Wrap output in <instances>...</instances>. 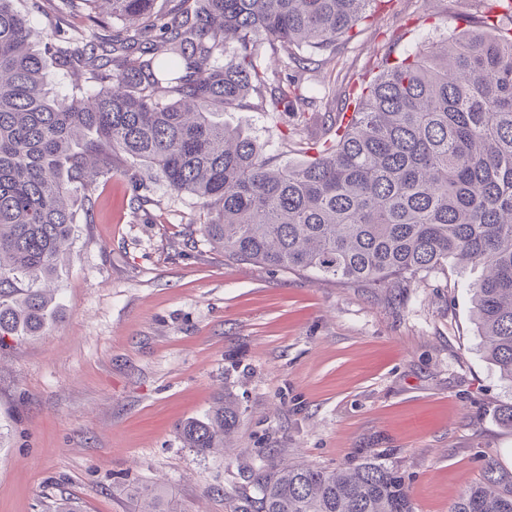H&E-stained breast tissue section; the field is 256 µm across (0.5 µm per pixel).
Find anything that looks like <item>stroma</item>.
I'll return each mask as SVG.
<instances>
[{"label": "stroma", "mask_w": 512, "mask_h": 512, "mask_svg": "<svg viewBox=\"0 0 512 512\" xmlns=\"http://www.w3.org/2000/svg\"><path fill=\"white\" fill-rule=\"evenodd\" d=\"M483 0H386L302 75L303 112L247 100L226 112L273 162L307 160L320 116L399 57L472 31ZM112 162L93 223L80 224L56 286L59 318L0 346V512H131L128 484H161L187 512H226L268 461L317 467L364 450L393 462L415 512H448L483 476L512 473V384L484 354L471 314L474 270L454 265L406 287L339 282L227 260L193 232L209 216L165 184L132 200ZM244 410L227 455L176 433L223 394Z\"/></svg>", "instance_id": "stroma-1"}]
</instances>
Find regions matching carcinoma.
I'll return each instance as SVG.
<instances>
[{"mask_svg":"<svg viewBox=\"0 0 512 512\" xmlns=\"http://www.w3.org/2000/svg\"><path fill=\"white\" fill-rule=\"evenodd\" d=\"M374 0H59L94 22L55 27L44 48L12 0H0V344L53 323L57 277L73 240L77 201L94 222L112 180L108 145L147 180L202 202V235L224 257L276 271L396 288L452 259L482 269L471 284L481 345L512 383V34L491 30L420 45L323 114L331 144L298 165L224 125V111L300 112L295 75L371 17ZM293 70L274 87L267 58ZM85 83L50 92L46 64ZM244 411L224 395L179 424L202 456L231 445ZM229 512H414L405 476L378 455L333 469L271 461ZM133 512H183L168 489L134 485ZM448 512H512V474L485 458L483 479Z\"/></svg>","mask_w":512,"mask_h":512,"instance_id":"obj_1","label":"carcinoma"}]
</instances>
